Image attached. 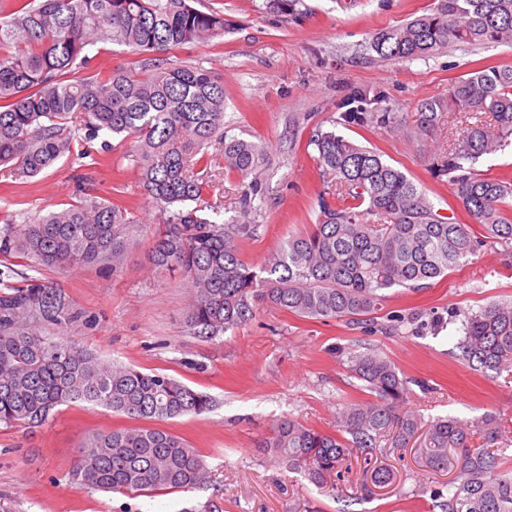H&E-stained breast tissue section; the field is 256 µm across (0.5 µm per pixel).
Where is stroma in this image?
<instances>
[{"mask_svg":"<svg viewBox=\"0 0 512 512\" xmlns=\"http://www.w3.org/2000/svg\"><path fill=\"white\" fill-rule=\"evenodd\" d=\"M438 0H301V13L269 11L267 0H199L222 12L223 38L171 51L174 64L202 65L224 80V133L261 145L270 190L255 218V236L239 250L259 264L289 235L315 224L331 185L323 181L306 143L314 128L333 130L379 152L426 190L442 214L468 216L447 177L433 161L448 149L453 115L415 140L393 127L339 124L341 113L412 112L418 101L444 96L452 80L480 64L512 67V45H453L428 58L385 59L370 43L380 30L430 12ZM72 155L10 189L0 171V213L25 223L76 199L78 177L92 179L100 195L130 208L144 229L130 241L120 271L103 263L47 267L0 257V292L35 278L69 297L75 319L43 325L46 335L78 341L101 359L158 372L214 401L212 411L168 421L167 429L205 458L209 478L189 491L131 494L76 488L70 471L82 442L96 432L127 427L112 410L76 402L60 407L40 427L0 424V506L8 512H431L423 487L447 488L454 470L422 465L413 448L379 441L373 462L393 469V482L370 485L363 463H353L337 490L321 489L279 465L261 442L282 417L335 433L340 410L371 401L338 349L366 342L415 380L408 408L423 421H462L489 415L512 419V379H493L469 365L457 343L459 324L414 332H385L391 313L476 311L493 300H512V255L490 244L429 288H394L378 326L367 330L336 320L298 317L271 305L255 319L214 340L188 333L190 290L179 277L150 262L149 227L158 211L133 166L134 142L111 139ZM431 392L421 390V383Z\"/></svg>","mask_w":512,"mask_h":512,"instance_id":"stroma-1","label":"stroma"}]
</instances>
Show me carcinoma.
I'll return each instance as SVG.
<instances>
[{"mask_svg":"<svg viewBox=\"0 0 512 512\" xmlns=\"http://www.w3.org/2000/svg\"><path fill=\"white\" fill-rule=\"evenodd\" d=\"M195 0H11L0 6V165L32 178L72 152L68 123L83 141L101 136L137 139L140 182L159 211L150 259L179 273L193 299L190 334L213 339L253 320L264 304L303 318L373 321L402 287L422 290L475 256L486 240L512 248V216L505 201L512 183L485 178L475 165L512 137V68L478 67L448 87L455 132L435 170L449 176L465 224L443 216L403 171L380 153L334 131L316 128L308 139L319 174L334 181L311 232L288 237L256 267L245 263L239 240L256 231L242 224L257 212L269 186L254 175L260 148L224 142L225 167L253 179L239 197V216L227 221L206 201L217 158L209 145L223 139L224 79L200 65H176L166 52L224 37V14ZM451 43L512 45V0H438L429 14L377 33L380 56L419 59ZM99 44H118L146 56V74L89 71ZM443 102L423 100L408 125L394 112H343L339 120L391 125L407 136L428 135ZM483 234H478L473 225ZM138 227L132 211L83 187L79 200L33 222L4 218L0 255L74 268L93 262L121 269ZM72 305L42 283L0 292V424H44L74 402L104 406L134 421L163 422L212 409L210 396L157 372L107 364L72 340H55L40 324L65 325ZM460 321L463 358L482 372L512 373V301H492ZM351 375L375 400L340 411L338 433L319 432L293 418L274 425L263 447L290 471L323 486L348 470L386 436L395 448L413 437L424 466L458 474L448 492L430 489L442 512H512V429L490 417L427 423L400 414L411 389L395 364L373 348L347 353ZM204 456L183 438L155 426L116 429L85 440L72 468L79 488L107 492L188 491L204 484Z\"/></svg>","mask_w":512,"mask_h":512,"instance_id":"carcinoma-1","label":"carcinoma"}]
</instances>
